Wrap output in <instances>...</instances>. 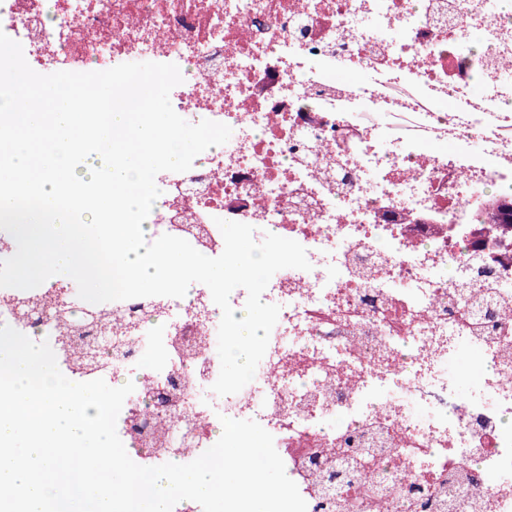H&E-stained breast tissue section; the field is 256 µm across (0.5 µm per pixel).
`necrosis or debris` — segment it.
Instances as JSON below:
<instances>
[{
  "mask_svg": "<svg viewBox=\"0 0 512 512\" xmlns=\"http://www.w3.org/2000/svg\"><path fill=\"white\" fill-rule=\"evenodd\" d=\"M507 0H0V31L38 73L176 64L170 100L233 138L184 173L162 172L154 235L224 250L217 220L292 239L312 265L276 272L266 354L219 396L218 306L189 296L112 302L130 330L121 360L77 365L41 331L68 379L139 383L122 407L125 447L156 419H190L185 464L222 418L272 434L307 512H512V258L487 254L502 227L490 187L512 198V15ZM346 80H336V72ZM481 370L459 391L460 364ZM316 389H307L308 380ZM373 461L355 492L322 506L316 460ZM388 474V485L373 478Z\"/></svg>",
  "mask_w": 512,
  "mask_h": 512,
  "instance_id": "obj_1",
  "label": "necrosis or debris"
}]
</instances>
